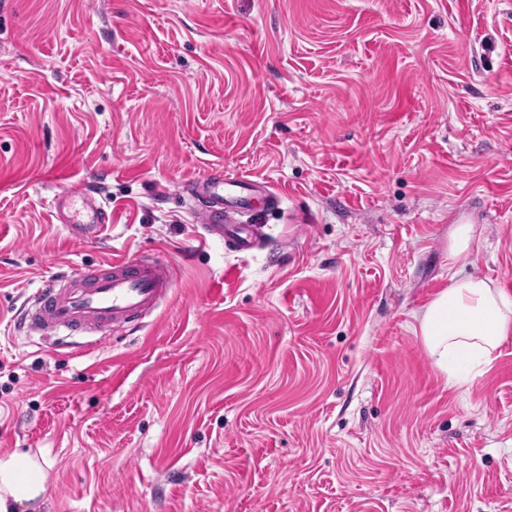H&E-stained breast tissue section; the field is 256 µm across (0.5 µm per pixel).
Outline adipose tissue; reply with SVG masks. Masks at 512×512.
Listing matches in <instances>:
<instances>
[{"instance_id": "ef3b65f1", "label": "adipose tissue", "mask_w": 512, "mask_h": 512, "mask_svg": "<svg viewBox=\"0 0 512 512\" xmlns=\"http://www.w3.org/2000/svg\"><path fill=\"white\" fill-rule=\"evenodd\" d=\"M479 225L455 224L448 244L449 285L417 314L418 331L435 368L456 384L483 371L512 335V295L495 281L467 273ZM51 466L43 452L0 454V512L27 508L43 495Z\"/></svg>"}]
</instances>
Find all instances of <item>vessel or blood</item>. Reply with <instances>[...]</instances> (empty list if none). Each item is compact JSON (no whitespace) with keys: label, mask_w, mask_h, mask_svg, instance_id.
<instances>
[{"label":"vessel or blood","mask_w":512,"mask_h":512,"mask_svg":"<svg viewBox=\"0 0 512 512\" xmlns=\"http://www.w3.org/2000/svg\"><path fill=\"white\" fill-rule=\"evenodd\" d=\"M186 191L196 202L194 223L238 252L257 246L253 232L242 228L253 199L262 194L270 205L280 203L266 183L227 173L219 165L204 168ZM53 206L69 237L79 242L102 239L112 224L111 211L83 184L55 196ZM173 279L174 271L165 262L114 257L93 276L60 274L44 281L24 322L29 331L44 336L92 331L109 335L149 316Z\"/></svg>","instance_id":"1"}]
</instances>
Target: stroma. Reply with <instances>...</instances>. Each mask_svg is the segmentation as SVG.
<instances>
[{"label":"stroma","instance_id":"stroma-1","mask_svg":"<svg viewBox=\"0 0 512 512\" xmlns=\"http://www.w3.org/2000/svg\"><path fill=\"white\" fill-rule=\"evenodd\" d=\"M268 182L248 254L198 242L205 164ZM106 199L99 242L53 209ZM512 294V0H0V452L34 512H512V339L464 387L415 316ZM173 265L144 324L17 331L43 277ZM58 219L69 237L85 242L101 240L111 227L112 211L92 196L86 184L70 186L53 199ZM50 469L40 449L0 454V512L34 506L45 492Z\"/></svg>","mask_w":512,"mask_h":512}]
</instances>
